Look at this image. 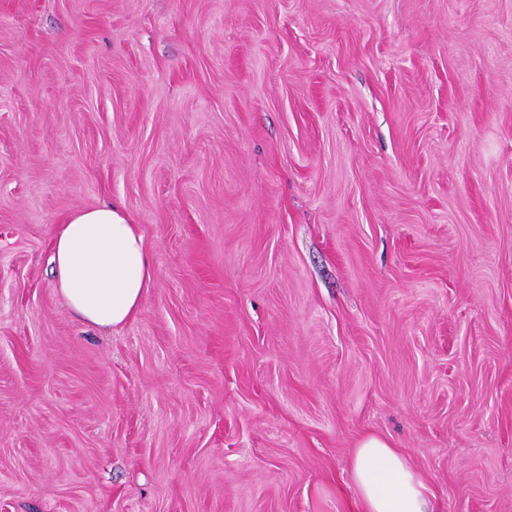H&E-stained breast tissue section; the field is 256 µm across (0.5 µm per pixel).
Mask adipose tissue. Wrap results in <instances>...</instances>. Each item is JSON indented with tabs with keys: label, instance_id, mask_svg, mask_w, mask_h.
<instances>
[{
	"label": "adipose tissue",
	"instance_id": "adipose-tissue-1",
	"mask_svg": "<svg viewBox=\"0 0 512 512\" xmlns=\"http://www.w3.org/2000/svg\"><path fill=\"white\" fill-rule=\"evenodd\" d=\"M55 291L82 322L113 328L130 321L155 280L145 237L116 204L73 211L52 236ZM360 512H427V486L383 436L362 438L351 458Z\"/></svg>",
	"mask_w": 512,
	"mask_h": 512
}]
</instances>
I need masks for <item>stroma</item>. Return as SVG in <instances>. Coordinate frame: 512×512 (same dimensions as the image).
Masks as SVG:
<instances>
[{
	"instance_id": "35a3bbf8",
	"label": "stroma",
	"mask_w": 512,
	"mask_h": 512,
	"mask_svg": "<svg viewBox=\"0 0 512 512\" xmlns=\"http://www.w3.org/2000/svg\"><path fill=\"white\" fill-rule=\"evenodd\" d=\"M105 203L110 330L48 264ZM369 433L512 512V0H0V512H354ZM51 249L56 293L98 328L130 321L155 280L144 234L117 204L73 211L56 225Z\"/></svg>"
}]
</instances>
